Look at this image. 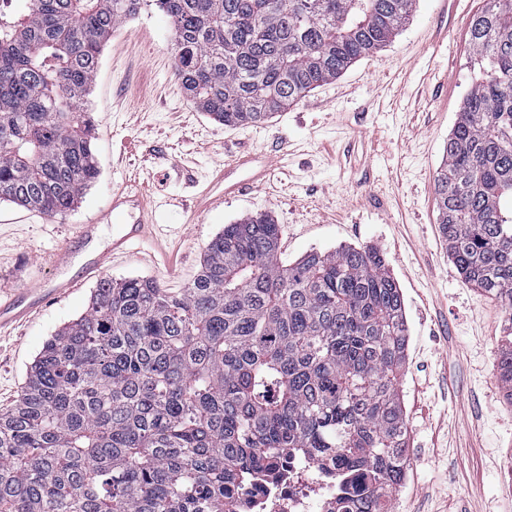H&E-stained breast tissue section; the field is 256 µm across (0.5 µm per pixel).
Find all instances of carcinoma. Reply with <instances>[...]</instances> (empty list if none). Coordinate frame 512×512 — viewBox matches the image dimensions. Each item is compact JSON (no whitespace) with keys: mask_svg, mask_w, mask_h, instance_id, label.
I'll return each mask as SVG.
<instances>
[{"mask_svg":"<svg viewBox=\"0 0 512 512\" xmlns=\"http://www.w3.org/2000/svg\"><path fill=\"white\" fill-rule=\"evenodd\" d=\"M0 12V202L55 217L99 170L85 108L112 31L147 0H25ZM196 108L256 126L393 41L417 0H154ZM479 77L436 179L464 283L509 314L512 403V0L470 26ZM400 288L368 247L284 263L266 215L224 225L185 287L107 278L0 410V512H242L275 463L336 467V512H391L408 428Z\"/></svg>","mask_w":512,"mask_h":512,"instance_id":"cac0c4a2","label":"carcinoma"}]
</instances>
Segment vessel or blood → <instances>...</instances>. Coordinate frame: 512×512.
Returning <instances> with one entry per match:
<instances>
[{"mask_svg": "<svg viewBox=\"0 0 512 512\" xmlns=\"http://www.w3.org/2000/svg\"><path fill=\"white\" fill-rule=\"evenodd\" d=\"M260 153L251 152L236 159L234 165L220 170L215 178L216 192L206 194L200 203L199 212L212 209L224 197L240 194L247 184L236 181L234 175L238 168L255 166L256 172L251 183L260 184L266 179L268 167L260 166ZM117 230L112 235L109 248L97 252L84 268L88 278H102L107 261L115 255L132 251L133 247L145 237L152 227L154 206L142 193L121 186L112 191V208L109 212ZM78 285L77 280L62 279L51 287L25 288L8 300L0 299V329L23 322L32 312L51 302L53 299L70 293Z\"/></svg>", "mask_w": 512, "mask_h": 512, "instance_id": "obj_1", "label": "vessel or blood"}]
</instances>
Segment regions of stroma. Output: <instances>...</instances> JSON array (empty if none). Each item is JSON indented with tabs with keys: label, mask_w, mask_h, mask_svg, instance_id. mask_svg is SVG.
<instances>
[{
	"label": "stroma",
	"mask_w": 512,
	"mask_h": 512,
	"mask_svg": "<svg viewBox=\"0 0 512 512\" xmlns=\"http://www.w3.org/2000/svg\"><path fill=\"white\" fill-rule=\"evenodd\" d=\"M483 0H417L384 50L352 64L258 126L227 127L197 111L176 75L174 31L156 7L113 31L88 109L99 175L66 214L0 203V296L45 284L55 254L74 252L66 298L0 330V409L17 399L46 340L87 307L86 256L113 227L79 243L77 229L128 183L158 204L156 234L111 259L106 274L181 288L224 225L271 216L283 260L341 245L382 254L404 298L408 346L399 393L408 460L394 512H512V403L497 380L506 314L464 284L437 224L436 172L462 98L479 76L469 22ZM262 148L268 180L199 217L190 205L218 170Z\"/></svg>",
	"instance_id": "35a3bbf8"
}]
</instances>
